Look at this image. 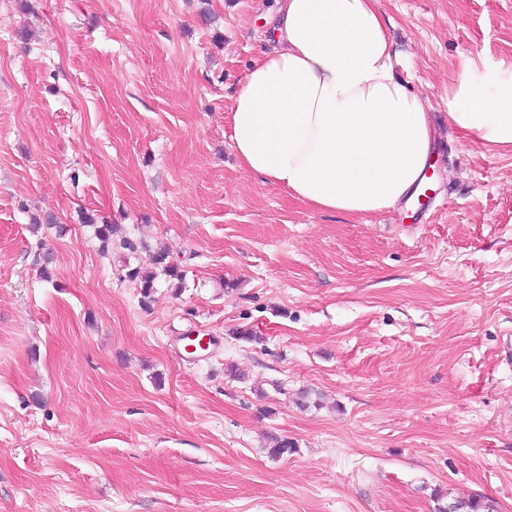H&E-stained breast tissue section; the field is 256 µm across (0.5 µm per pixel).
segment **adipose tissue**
Masks as SVG:
<instances>
[{
	"label": "adipose tissue",
	"instance_id": "1",
	"mask_svg": "<svg viewBox=\"0 0 512 512\" xmlns=\"http://www.w3.org/2000/svg\"><path fill=\"white\" fill-rule=\"evenodd\" d=\"M270 46L231 99L244 169L326 211L365 216L416 191L437 129L402 79L380 0H276ZM441 105L467 138L512 150V70L467 59Z\"/></svg>",
	"mask_w": 512,
	"mask_h": 512
}]
</instances>
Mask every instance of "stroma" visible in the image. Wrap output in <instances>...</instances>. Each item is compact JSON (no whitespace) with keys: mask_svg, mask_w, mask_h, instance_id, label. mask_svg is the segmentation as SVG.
Here are the masks:
<instances>
[{"mask_svg":"<svg viewBox=\"0 0 512 512\" xmlns=\"http://www.w3.org/2000/svg\"><path fill=\"white\" fill-rule=\"evenodd\" d=\"M274 6L0 0V512H512V151L437 113L424 224L261 183L228 107ZM380 6L431 104L512 66V0ZM168 256L165 253H159L154 258V264L158 270L153 272H144L138 267L128 268L126 271V277L139 284L141 294L144 301L150 300L154 294L155 281L158 278V273L163 274L171 279L178 280L181 284L183 283V276L179 271L178 267L167 259Z\"/></svg>","mask_w":512,"mask_h":512,"instance_id":"35a3bbf8","label":"stroma"}]
</instances>
